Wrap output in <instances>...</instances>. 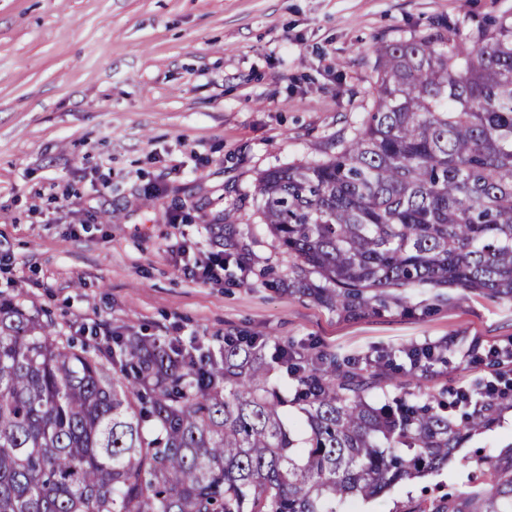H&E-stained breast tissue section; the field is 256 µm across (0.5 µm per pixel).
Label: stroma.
I'll use <instances>...</instances> for the list:
<instances>
[{"mask_svg":"<svg viewBox=\"0 0 512 512\" xmlns=\"http://www.w3.org/2000/svg\"><path fill=\"white\" fill-rule=\"evenodd\" d=\"M484 17L511 23L512 0H0V292L92 344L106 328L358 358L512 337V302L422 288L352 320L290 292L254 195L263 171L326 159L359 126L377 43ZM205 257L217 278L194 275ZM489 377L452 348L434 372L380 376L371 399ZM511 446L507 402L448 464L342 512L467 490L464 458Z\"/></svg>","mask_w":512,"mask_h":512,"instance_id":"obj_1","label":"stroma"}]
</instances>
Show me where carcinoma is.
Wrapping results in <instances>:
<instances>
[{"label": "carcinoma", "instance_id": "1", "mask_svg": "<svg viewBox=\"0 0 512 512\" xmlns=\"http://www.w3.org/2000/svg\"><path fill=\"white\" fill-rule=\"evenodd\" d=\"M376 53L354 136L257 180L288 287L346 316L414 288L512 301V24L438 23ZM371 388L334 353L268 358L247 336L91 350L0 296V512H342L447 463L490 418L460 396L376 407ZM468 483L403 512H512V447L475 456Z\"/></svg>", "mask_w": 512, "mask_h": 512}]
</instances>
